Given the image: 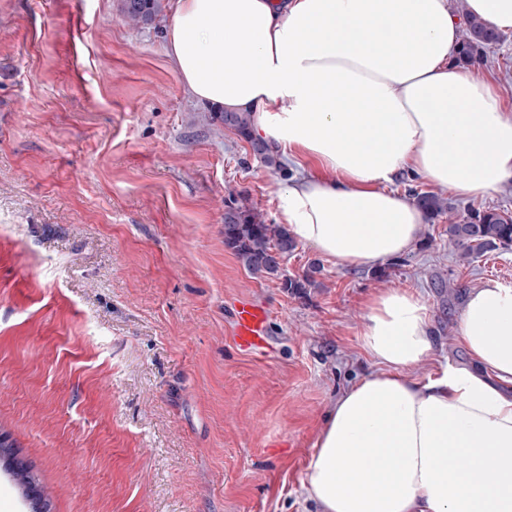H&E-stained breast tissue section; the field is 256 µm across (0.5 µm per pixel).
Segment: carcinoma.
Masks as SVG:
<instances>
[{
    "mask_svg": "<svg viewBox=\"0 0 512 512\" xmlns=\"http://www.w3.org/2000/svg\"><path fill=\"white\" fill-rule=\"evenodd\" d=\"M162 10V0H121L123 18L136 26L151 24ZM501 40V35L481 20L464 18L460 35V49L456 62L474 66L485 55L486 49ZM213 120L235 132L251 144L254 154L271 170L284 172L272 148L251 135V113L216 112ZM414 203L433 221L452 208L435 193L412 191ZM448 240L462 249L461 258L470 262L487 252L512 246V212L470 208L461 217H448ZM224 245L232 250L244 267L253 274L276 276L282 262L292 254L297 243L283 224H265L254 211L249 195L231 193L224 201ZM312 268L300 278L283 277L281 285L293 295H302L314 283ZM16 483L22 487L31 504L32 512H46L43 494L37 491L38 480L30 468L19 460L10 467Z\"/></svg>",
    "mask_w": 512,
    "mask_h": 512,
    "instance_id": "cac0c4a2",
    "label": "carcinoma"
}]
</instances>
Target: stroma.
Returning a JSON list of instances; mask_svg holds the SVG:
<instances>
[{"label":"stroma","mask_w":512,"mask_h":512,"mask_svg":"<svg viewBox=\"0 0 512 512\" xmlns=\"http://www.w3.org/2000/svg\"><path fill=\"white\" fill-rule=\"evenodd\" d=\"M120 0H0V432L51 512H317L302 486L338 395L374 365L363 302L412 288L435 353L467 290L512 282V248L462 263L448 219L379 267L298 246L278 278L224 245V200L280 221L283 178L192 100L166 55L169 12L127 24ZM270 313L245 351L230 311Z\"/></svg>","instance_id":"obj_1"}]
</instances>
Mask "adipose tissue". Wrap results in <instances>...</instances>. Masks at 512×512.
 I'll return each mask as SVG.
<instances>
[{"label": "adipose tissue", "instance_id": "obj_1", "mask_svg": "<svg viewBox=\"0 0 512 512\" xmlns=\"http://www.w3.org/2000/svg\"><path fill=\"white\" fill-rule=\"evenodd\" d=\"M171 0L167 56L186 92L252 114L299 170L280 222L344 268L418 244L404 175L469 199L512 184V102L459 66L462 15L512 32V0ZM416 292L369 295L360 332L379 366L333 403L305 469L319 512H512V283L469 289L455 339L471 368L421 383L435 352ZM464 464H448L449 450Z\"/></svg>", "mask_w": 512, "mask_h": 512}]
</instances>
